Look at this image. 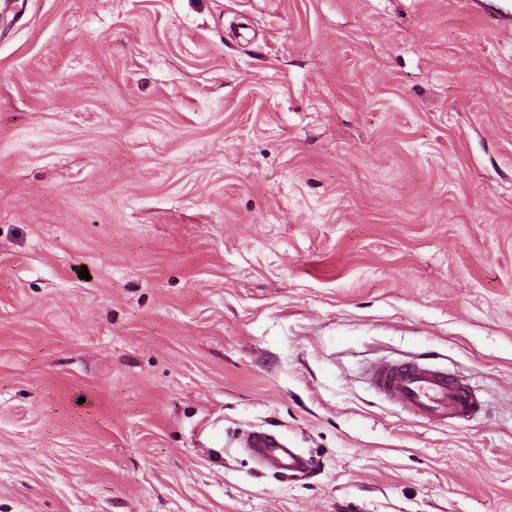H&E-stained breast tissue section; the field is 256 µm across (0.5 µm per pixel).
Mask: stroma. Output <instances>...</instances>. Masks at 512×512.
I'll use <instances>...</instances> for the list:
<instances>
[{"instance_id":"35a3bbf8","label":"stroma","mask_w":512,"mask_h":512,"mask_svg":"<svg viewBox=\"0 0 512 512\" xmlns=\"http://www.w3.org/2000/svg\"><path fill=\"white\" fill-rule=\"evenodd\" d=\"M415 355L486 414L370 386ZM0 512H512V32L460 0H10ZM245 448L251 450L269 467L288 471V475L299 476L311 467V461L293 448H287L280 437L266 432H253Z\"/></svg>"}]
</instances>
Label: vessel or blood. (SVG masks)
<instances>
[{
  "label": "vessel or blood",
  "instance_id": "obj_1",
  "mask_svg": "<svg viewBox=\"0 0 512 512\" xmlns=\"http://www.w3.org/2000/svg\"><path fill=\"white\" fill-rule=\"evenodd\" d=\"M464 5L484 15L502 31H512V8L490 0H463ZM377 392L397 402L409 415L432 423L465 422L486 413L487 407L466 383L414 357L377 364L370 373ZM245 445L269 467L292 476L307 472L311 461L285 445L280 437L266 432L251 433Z\"/></svg>",
  "mask_w": 512,
  "mask_h": 512
}]
</instances>
